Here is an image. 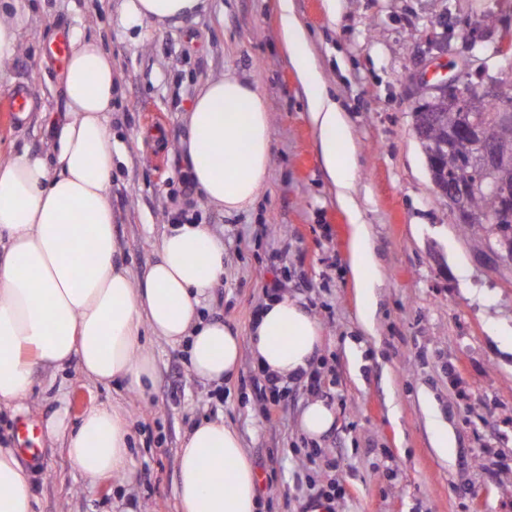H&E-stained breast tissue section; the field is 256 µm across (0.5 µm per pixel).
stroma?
Instances as JSON below:
<instances>
[{
  "label": "stroma",
  "mask_w": 512,
  "mask_h": 512,
  "mask_svg": "<svg viewBox=\"0 0 512 512\" xmlns=\"http://www.w3.org/2000/svg\"><path fill=\"white\" fill-rule=\"evenodd\" d=\"M307 50L346 120L354 147L351 208L339 201L319 152L304 85L282 47L279 0H209L178 24L128 30L119 0H28L19 46L0 79V101L31 96L24 118L0 120V155L29 147L52 156L50 129L64 119L59 36L95 37L112 57L113 232L132 277L155 260L176 211L197 215L224 245V276L208 313L246 329L266 285L299 298L323 328L313 368L322 389L284 384L277 407L244 355L221 386L196 378L181 346L153 342L156 374L145 396L87 380L78 365L34 371L0 436L20 421L38 430L35 512H179L178 450L191 426L222 416L260 476L263 512H309L315 490L336 484L334 512H512V274L480 258L436 193L414 126L419 74L448 79L468 68L475 92L512 79L496 53L512 32V0H291ZM254 83L269 113L267 188L250 210L228 215L182 173L183 114L206 79ZM365 224L375 265L363 285L349 274L354 223ZM321 399L336 421L320 441L300 429ZM121 405L131 429L128 476L90 480L50 436L99 403ZM452 442L441 458L434 441ZM507 460V468L496 460Z\"/></svg>",
  "instance_id": "stroma-1"
}]
</instances>
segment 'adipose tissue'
I'll list each match as a JSON object with an SVG mask.
<instances>
[{
	"label": "adipose tissue",
	"mask_w": 512,
	"mask_h": 512,
	"mask_svg": "<svg viewBox=\"0 0 512 512\" xmlns=\"http://www.w3.org/2000/svg\"><path fill=\"white\" fill-rule=\"evenodd\" d=\"M208 0H123L118 22L176 23L205 12ZM283 48L309 96L324 167L349 204L353 148L346 121L318 80L305 32L280 0ZM68 112L52 131L54 163L21 150L0 158V407L33 385L35 366L78 362L94 382L144 392L156 361L145 338L186 347L198 379L222 383L250 353L265 376L305 377L322 327L298 299L266 300L241 331L204 318L201 299L224 275V245L208 225L177 223L163 236L141 279L119 258L112 230V58L93 38L74 39L62 77ZM183 170L208 202L233 214L265 191L271 161L268 111L258 88L227 74L207 81L185 115ZM90 478L130 473L129 422L110 403L89 408L74 429L47 423ZM258 476L238 433L223 417L197 422L179 452V512H259ZM0 501L34 512L28 473L0 444Z\"/></svg>",
	"instance_id": "adipose-tissue-1"
}]
</instances>
